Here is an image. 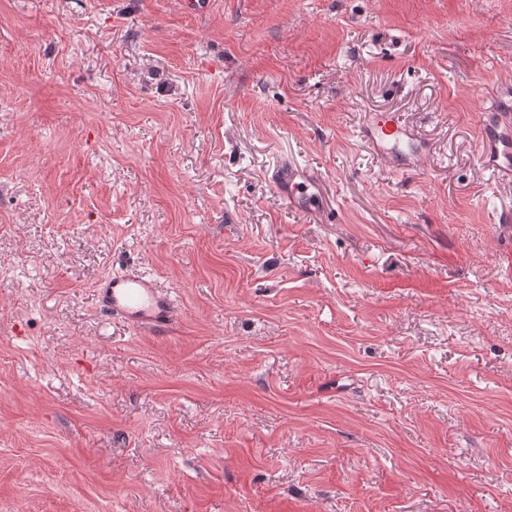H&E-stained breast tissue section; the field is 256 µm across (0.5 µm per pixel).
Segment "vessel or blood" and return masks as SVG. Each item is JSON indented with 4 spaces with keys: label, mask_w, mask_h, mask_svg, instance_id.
Listing matches in <instances>:
<instances>
[{
    "label": "vessel or blood",
    "mask_w": 512,
    "mask_h": 512,
    "mask_svg": "<svg viewBox=\"0 0 512 512\" xmlns=\"http://www.w3.org/2000/svg\"><path fill=\"white\" fill-rule=\"evenodd\" d=\"M360 134L364 144L388 164L413 165L429 150L412 128L391 113L365 120ZM481 138L485 168L497 178L512 182V118H504L493 125L484 124ZM277 182L283 196L294 207L310 213L321 211L322 204L311 190L310 175L292 169L279 174ZM97 298L107 313L128 327L156 334L168 331L179 309L177 292L161 287L155 277L143 269L105 276L99 284Z\"/></svg>",
    "instance_id": "1"
}]
</instances>
